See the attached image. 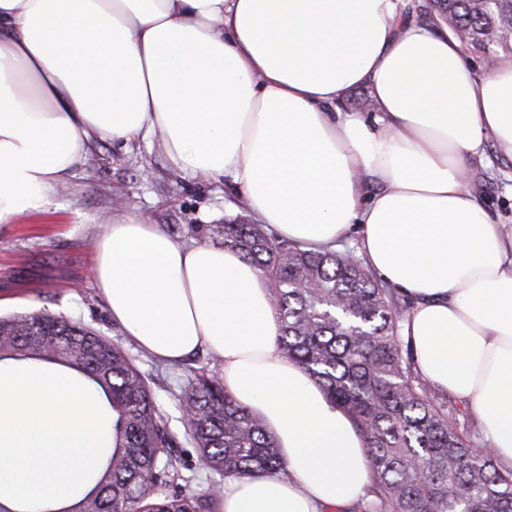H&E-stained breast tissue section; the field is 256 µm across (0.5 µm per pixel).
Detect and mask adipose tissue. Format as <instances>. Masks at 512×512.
Instances as JSON below:
<instances>
[{
  "label": "adipose tissue",
  "mask_w": 512,
  "mask_h": 512,
  "mask_svg": "<svg viewBox=\"0 0 512 512\" xmlns=\"http://www.w3.org/2000/svg\"><path fill=\"white\" fill-rule=\"evenodd\" d=\"M359 85L373 117L345 106ZM154 136L174 166L227 177L279 238L356 237L414 303L418 374L469 404L512 469V226L463 186L487 140L512 155V66L477 75L402 0H0V224L43 205L93 140ZM93 250L124 334L171 365L218 356L277 444L284 471L226 477L217 512H342L364 494L365 440L283 356L252 264L134 217Z\"/></svg>",
  "instance_id": "adipose-tissue-1"
}]
</instances>
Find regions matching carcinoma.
<instances>
[{
  "instance_id": "obj_1",
  "label": "carcinoma",
  "mask_w": 512,
  "mask_h": 512,
  "mask_svg": "<svg viewBox=\"0 0 512 512\" xmlns=\"http://www.w3.org/2000/svg\"><path fill=\"white\" fill-rule=\"evenodd\" d=\"M422 23H444L463 50L497 65L512 45L488 33L512 27V0H429ZM232 248L267 280L282 325L279 346L363 433L373 480L353 512H512V470L472 444L448 416V398L415 370L399 336L405 311L350 256L313 252L265 224L233 219L190 227ZM71 368L104 394L113 414L106 469L74 504L55 512H215L218 490L184 492L185 468L151 390L153 377L112 338L47 310L0 317V361ZM198 464L220 476L283 468L262 421L224 392L217 371L193 372L181 397Z\"/></svg>"
}]
</instances>
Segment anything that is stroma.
<instances>
[{
  "label": "stroma",
  "mask_w": 512,
  "mask_h": 512,
  "mask_svg": "<svg viewBox=\"0 0 512 512\" xmlns=\"http://www.w3.org/2000/svg\"><path fill=\"white\" fill-rule=\"evenodd\" d=\"M468 168L467 187L479 205L512 225V156L490 140ZM247 212L224 179L173 166L159 140L128 150L94 141L86 161L47 204L0 224V316L45 309L120 341L142 371L161 372L152 391L172 431L182 433L179 398L188 372L207 365L210 356L164 367L125 336L95 286L93 242L107 224L127 216L148 217L166 232L174 224H220Z\"/></svg>",
  "instance_id": "obj_1"
}]
</instances>
